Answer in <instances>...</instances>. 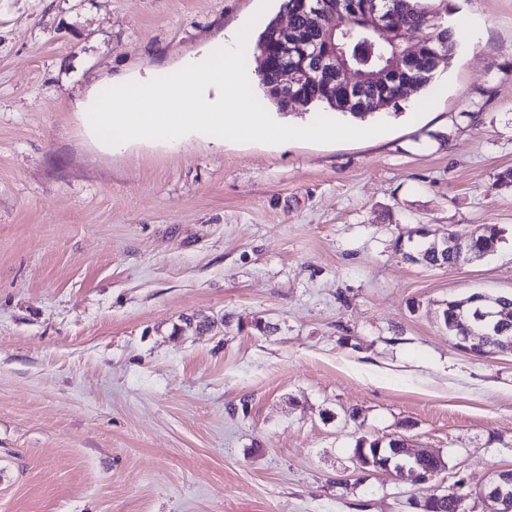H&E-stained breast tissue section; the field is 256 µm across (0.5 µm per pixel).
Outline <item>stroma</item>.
Wrapping results in <instances>:
<instances>
[{"label": "stroma", "mask_w": 512, "mask_h": 512, "mask_svg": "<svg viewBox=\"0 0 512 512\" xmlns=\"http://www.w3.org/2000/svg\"><path fill=\"white\" fill-rule=\"evenodd\" d=\"M278 0H0V512H419L512 470V354L448 300L512 295V0L462 26L434 106L377 137L109 154L75 101ZM497 226L493 255L409 260ZM426 482L363 466L390 438ZM476 301L481 304L474 306L469 299L448 301L443 311L448 333L455 335L463 351L476 355H491L503 349L512 351V333L508 334L511 327L507 325L511 319L506 317L512 305L505 307L504 301H490L481 293ZM401 449V455L405 458L407 461L404 466H399L397 469H401L402 471L400 473L403 474L406 470H409L410 472L415 473V475L421 479L429 478V476H432L434 473L439 471L443 467V461L441 458L433 453L429 452H413L411 448L408 447L407 443H405V448ZM423 458L430 459L435 463V467L433 469H424V468H430L431 463L429 460H424L422 463V467L419 464L420 460H423Z\"/></svg>", "instance_id": "35a3bbf8"}]
</instances>
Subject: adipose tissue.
Segmentation results:
<instances>
[{
	"instance_id": "1",
	"label": "adipose tissue",
	"mask_w": 512,
	"mask_h": 512,
	"mask_svg": "<svg viewBox=\"0 0 512 512\" xmlns=\"http://www.w3.org/2000/svg\"><path fill=\"white\" fill-rule=\"evenodd\" d=\"M254 21L237 25L177 68L158 67L130 79L105 76L109 98L90 89L76 102L77 113L92 112L89 138L112 153L133 143H173L192 136L223 140L224 136L267 139L318 137L311 126L272 124L267 113L254 111L251 96L259 75H245L242 52L252 41Z\"/></svg>"
}]
</instances>
